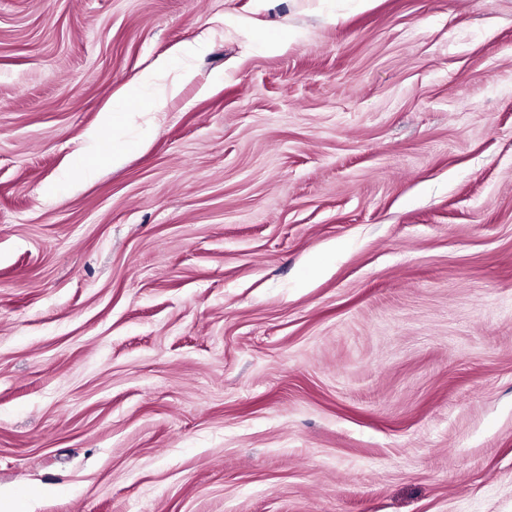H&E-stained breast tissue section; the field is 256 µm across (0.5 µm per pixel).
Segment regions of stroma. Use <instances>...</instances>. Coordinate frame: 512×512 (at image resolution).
Here are the masks:
<instances>
[{"label":"stroma","mask_w":512,"mask_h":512,"mask_svg":"<svg viewBox=\"0 0 512 512\" xmlns=\"http://www.w3.org/2000/svg\"><path fill=\"white\" fill-rule=\"evenodd\" d=\"M0 498L512 512V0H0ZM125 151V143L118 140H114L112 138V149L110 151L108 146L102 140V137H100L99 134H93L91 136L89 149L86 152V157L89 161L81 166V170L83 173L85 171H88L90 166H92L95 163V161L101 159L102 157L108 158L110 156L112 158V161L114 162V160H117L121 156H123Z\"/></svg>","instance_id":"obj_1"}]
</instances>
